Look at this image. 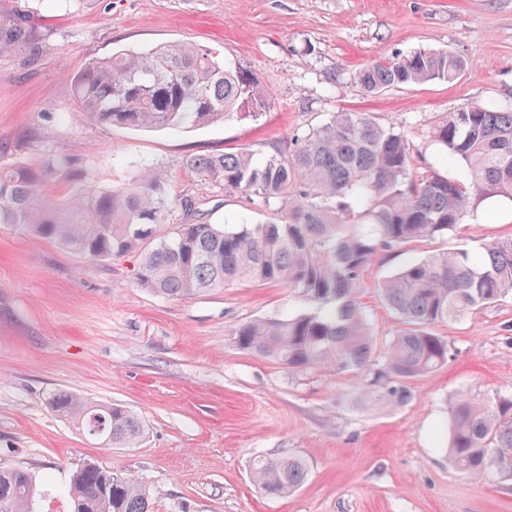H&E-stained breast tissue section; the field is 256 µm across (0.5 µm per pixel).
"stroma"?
Returning a JSON list of instances; mask_svg holds the SVG:
<instances>
[{"label": "stroma", "instance_id": "obj_1", "mask_svg": "<svg viewBox=\"0 0 512 512\" xmlns=\"http://www.w3.org/2000/svg\"><path fill=\"white\" fill-rule=\"evenodd\" d=\"M42 37L33 60L0 55V166L77 158L105 190L146 168L162 172L172 218L183 201L213 224L267 220L275 204L199 180L188 156L288 154L297 136L336 112L372 115L406 139L416 166L447 172L432 142L436 121L471 106L512 102V0H0ZM189 43L252 74L267 97L202 128L99 124L75 101L71 79L118 50ZM447 50L468 63L454 82L376 94L355 74L374 60ZM512 236L488 204L468 208L447 236L414 251L378 253L359 285L378 341L401 329L379 299L388 276L423 251L475 250ZM140 253L94 263L12 224H0V468L36 479L34 512H71L73 471L93 461L146 486L154 512H512V477H474L445 452L461 395H512V295L435 325L448 360L411 384L405 405L365 406L369 375L291 370L240 349L253 319L310 310L283 284H239L168 300L138 285ZM70 391L115 403L146 426L130 448L86 439L49 408ZM296 455L307 481L263 495L250 469L263 456Z\"/></svg>", "mask_w": 512, "mask_h": 512}]
</instances>
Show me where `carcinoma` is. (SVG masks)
I'll return each mask as SVG.
<instances>
[{
    "instance_id": "obj_1",
    "label": "carcinoma",
    "mask_w": 512,
    "mask_h": 512,
    "mask_svg": "<svg viewBox=\"0 0 512 512\" xmlns=\"http://www.w3.org/2000/svg\"><path fill=\"white\" fill-rule=\"evenodd\" d=\"M40 48L25 17L0 15V55ZM466 69L452 52L419 51L376 60L356 80L374 93L450 82ZM72 88L82 111L111 126L197 128L265 108L252 76L191 44L93 59L73 76ZM432 138L458 173L420 170L403 135L355 112L334 114L298 137L291 153L259 164L244 152L188 157L186 167L198 178L279 203L277 216L236 229L207 222L189 201L187 219L171 222L166 179L154 170L102 191L73 157L0 167V224L20 226L90 261L142 250L138 283L170 300L241 283L295 288L316 304L314 311L245 322L235 343L290 369L333 367L338 373L367 367L378 351L383 367L363 399L400 406L412 398L411 382L448 357L447 343L430 327L512 294V236L489 240L474 254L425 255L380 283L381 301L404 328L377 350L359 295L360 279L377 254L448 232L485 199L512 203V103L450 112L434 124ZM49 183L73 186L64 203H46ZM48 405L105 446L131 447L145 432L139 416L118 404L60 391ZM448 454L461 472L511 477L512 398L491 406L460 396L449 415ZM307 476L306 462L296 456L260 458L251 470L253 482L272 497L297 490ZM35 495L28 471L0 469L6 512H33ZM67 495L73 512H152L144 486L93 461L76 469Z\"/></svg>"
}]
</instances>
